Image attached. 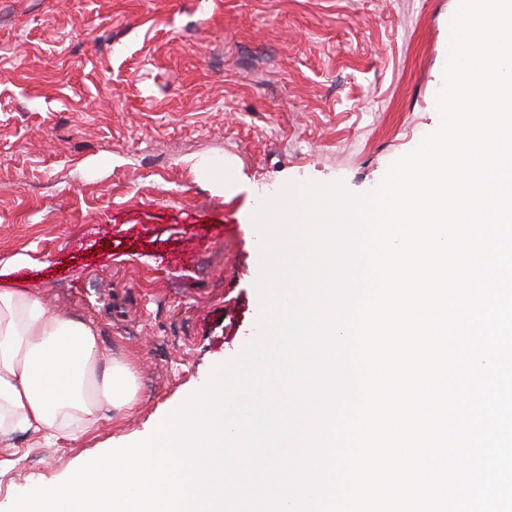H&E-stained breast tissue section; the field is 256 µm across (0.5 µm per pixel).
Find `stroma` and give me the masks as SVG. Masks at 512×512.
I'll return each mask as SVG.
<instances>
[{"instance_id":"stroma-1","label":"stroma","mask_w":512,"mask_h":512,"mask_svg":"<svg viewBox=\"0 0 512 512\" xmlns=\"http://www.w3.org/2000/svg\"><path fill=\"white\" fill-rule=\"evenodd\" d=\"M458 0H0V266L96 323L138 404L0 441V512L152 431L257 333L253 216L373 190L439 121ZM207 236L179 259L190 225Z\"/></svg>"}]
</instances>
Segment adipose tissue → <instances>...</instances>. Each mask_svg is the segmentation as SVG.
Segmentation results:
<instances>
[{
    "mask_svg": "<svg viewBox=\"0 0 512 512\" xmlns=\"http://www.w3.org/2000/svg\"><path fill=\"white\" fill-rule=\"evenodd\" d=\"M94 323L49 314L33 289L0 287V439L19 430L76 436L132 410V362L104 356Z\"/></svg>",
    "mask_w": 512,
    "mask_h": 512,
    "instance_id": "obj_1",
    "label": "adipose tissue"
}]
</instances>
